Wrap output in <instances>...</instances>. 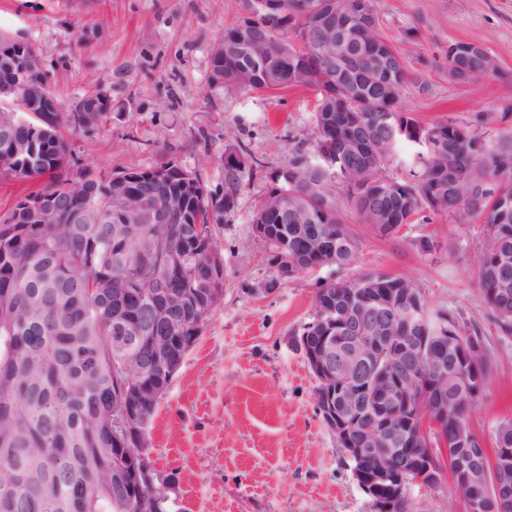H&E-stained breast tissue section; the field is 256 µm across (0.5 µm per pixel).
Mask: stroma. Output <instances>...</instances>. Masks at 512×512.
I'll return each mask as SVG.
<instances>
[{
    "instance_id": "stroma-1",
    "label": "stroma",
    "mask_w": 512,
    "mask_h": 512,
    "mask_svg": "<svg viewBox=\"0 0 512 512\" xmlns=\"http://www.w3.org/2000/svg\"><path fill=\"white\" fill-rule=\"evenodd\" d=\"M383 36L408 70L401 107L423 125L452 120L486 140L512 131V0H377ZM237 0H0V36L41 56L55 99L70 107L105 91L101 130H66L70 175L115 174L174 160L209 191L224 190V154L247 145L277 169L312 154L315 88L225 90L211 48L238 14ZM481 44L498 74L448 79V47ZM269 182L247 179L224 220V297L174 376L152 424V461L175 474L181 512H375L336 438L316 411V381L289 340L310 322L321 281L384 272L413 281L432 309L486 336L492 370L469 421L485 443L512 418V339L480 301V224L448 216L382 238L361 224L339 178L330 188L363 239L357 264L277 279L251 215ZM440 248L421 253V237Z\"/></svg>"
}]
</instances>
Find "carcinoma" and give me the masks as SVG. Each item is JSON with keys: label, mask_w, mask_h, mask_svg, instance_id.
I'll return each mask as SVG.
<instances>
[{"label": "carcinoma", "mask_w": 512, "mask_h": 512, "mask_svg": "<svg viewBox=\"0 0 512 512\" xmlns=\"http://www.w3.org/2000/svg\"><path fill=\"white\" fill-rule=\"evenodd\" d=\"M265 0L266 10L246 18L249 0H238L240 16L224 28V61H211L212 78L222 76L224 88L271 92L293 86L321 88L327 58L349 50L359 54L363 78L350 85L319 92L313 111L315 151L324 140L334 144V154L314 165L304 154L288 167L275 170L270 182L281 195H264L252 215V224L270 231L269 264L277 278L315 268L323 258L339 270L355 265L363 241L344 222L329 194L327 171L343 182L360 183L346 192L361 223L380 237H389L404 224L427 222L433 215L448 214L460 223L478 220L483 239L477 259L476 281L481 302L491 311L504 338H512V182L498 186L490 196L488 178L500 170L512 172V132L495 142L484 141L477 129L452 120L433 124L416 140L405 126L419 121L400 110V92L406 83L404 61L396 60L388 74L377 76L368 59L394 47L379 33L373 0H315L322 15L336 11V27L347 32L324 51L308 42L303 22L282 13V2ZM293 30L296 41L285 40L266 48L263 33L270 26ZM248 39L266 58L258 71L234 50L236 41ZM448 69L473 78L496 74L498 65L486 49L471 45V52L448 57ZM17 111L0 126V146L6 142L26 145L24 152L6 160V170L21 180L49 178L43 188L17 197L0 217V512H136L138 495L160 499L173 484L172 476L159 477L151 486L132 477L121 444L116 442L112 412L133 388L141 385L169 387L175 373L164 363L182 367L189 352L186 343L201 333L213 312L201 301L206 295H224V278L215 271L223 254L217 235L224 217L235 207L237 192L259 166L236 172L224 167V205L209 201L198 207L197 224H123L112 212V181L105 177H67L63 160L71 149L60 129L70 125L69 113L59 114L50 140L34 137L43 126L42 113L26 111L24 99L14 100ZM399 144L414 148L412 180L399 181L385 173ZM169 188L191 195L198 175L169 162ZM473 187L459 203L458 189ZM53 198L49 223L29 219L23 202L31 197ZM324 235L333 253L321 258L308 251V243ZM288 245V267L283 272L280 245ZM176 245L188 254L189 263L167 277L162 306L168 318L152 329L133 331L143 318L145 305L155 297V271L163 270L166 251ZM406 289L396 309L393 335L423 338L434 364L448 371L445 397L454 408L473 404L485 390L490 357L472 359L460 354L461 341L481 336L476 329L447 331L448 312L432 310L415 284L386 273L368 274L358 280L336 279L330 288L316 291L315 309L329 308L325 324L342 321L355 310L353 295L360 286ZM323 329L304 325L289 345L303 350L307 367L318 355ZM158 402L140 409L145 421L142 447H153L150 426ZM380 423L364 416L353 425L349 439L364 448ZM451 451L466 458L476 436L468 414H453L444 427ZM493 458L497 468L512 472V419L501 420L494 431ZM422 444L406 452L419 469L405 472L409 490L415 474L434 464ZM497 483L490 481L462 498L474 499L478 512H503L512 507L499 501Z\"/></svg>", "instance_id": "1"}]
</instances>
